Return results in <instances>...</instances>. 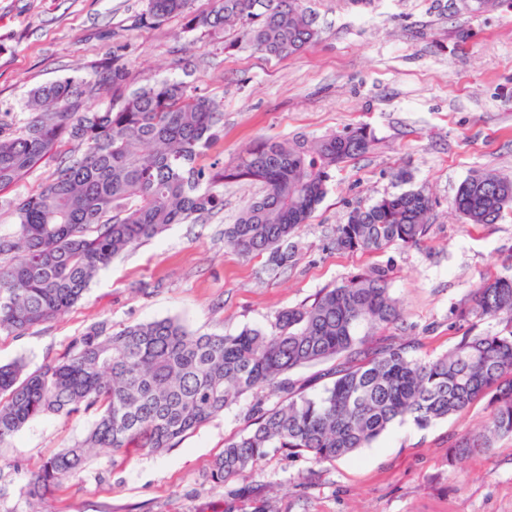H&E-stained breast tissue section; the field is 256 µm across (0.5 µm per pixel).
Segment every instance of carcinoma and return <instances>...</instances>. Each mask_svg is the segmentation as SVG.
<instances>
[{
  "label": "carcinoma",
  "mask_w": 512,
  "mask_h": 512,
  "mask_svg": "<svg viewBox=\"0 0 512 512\" xmlns=\"http://www.w3.org/2000/svg\"><path fill=\"white\" fill-rule=\"evenodd\" d=\"M192 0H147L139 21L154 25L191 9ZM190 28L219 36L237 32L255 51L299 54L319 38L304 0H213ZM130 68L116 56L78 82L32 90L22 127L0 121V189L53 161L36 194L8 202L14 218L0 232V332L23 333L79 301L112 260L172 224L197 221L224 208V184L251 182L264 194L250 203L224 239L241 255H267L278 273L295 258L304 224L326 197L341 164L363 155L374 136L360 126L292 142L264 140L229 165L205 161L224 113L177 79L129 89ZM103 95L101 108L87 106ZM73 145L64 153V144ZM431 200L422 190L384 196L353 209L336 226L338 251L377 253L416 246L428 232ZM451 208L464 224H495L512 209V177L476 171ZM459 318H493L503 331L466 335L432 359L389 344L361 359L377 330L401 319L388 288V269L375 265L324 290L310 305L280 311L268 329L234 336L196 334L176 318L126 325L105 323L76 338L57 361L26 372L23 361L0 365V444L45 415L95 411L86 437L47 459L21 488L42 500L104 451H167L244 393L282 390L287 402L258 411L249 430L224 444L210 480L244 478L272 452L286 450L317 463L370 446L397 420L418 426L460 413L489 398L483 428L448 456L492 448L512 436V275L482 279ZM341 358L334 380L317 394L295 391L286 375Z\"/></svg>",
  "instance_id": "1"
}]
</instances>
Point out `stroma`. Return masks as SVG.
I'll return each mask as SVG.
<instances>
[{
    "label": "stroma",
    "mask_w": 512,
    "mask_h": 512,
    "mask_svg": "<svg viewBox=\"0 0 512 512\" xmlns=\"http://www.w3.org/2000/svg\"><path fill=\"white\" fill-rule=\"evenodd\" d=\"M318 42L302 54L271 57L214 38L175 14L138 24L146 0H0V121L29 118L32 89L91 78L112 55L132 67V87L174 78L215 99L224 126L212 156L232 163L263 138L320 137L369 128L375 143L336 171L332 186L296 239L287 272L271 276L266 257H243L224 230L262 191L228 183L224 208L175 224L98 273L65 314L22 334L0 332V363L35 370L61 358L72 340L104 321L113 329L172 317L199 334L266 328L285 308L312 303L371 266L389 270L401 324L377 331L371 348L412 346L428 359L467 334L496 333L495 319L462 322L459 307L482 278L512 268V214L465 224L450 207L476 170L512 173V0H305ZM421 188L432 201L430 228L416 247L367 254L331 247L350 211L382 196ZM280 393L240 396L223 414L164 453L103 452L39 512H512V436L487 453L449 462L448 450L478 431L487 400L420 427L392 424L354 456L316 463L282 452L243 479L216 487L207 474L226 439L245 433L255 403ZM96 416L49 415L0 445V512H30L19 488L44 460L80 441Z\"/></svg>",
    "instance_id": "1"
}]
</instances>
